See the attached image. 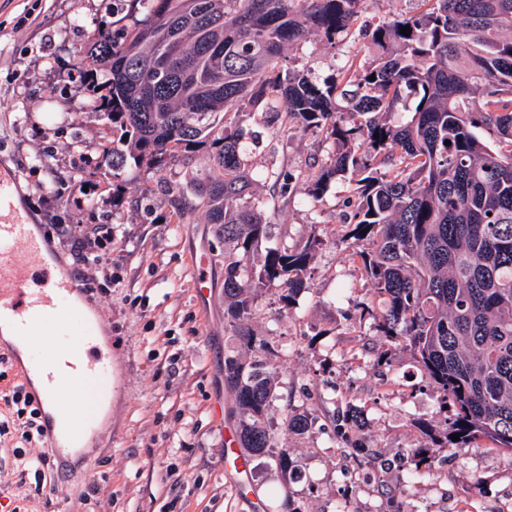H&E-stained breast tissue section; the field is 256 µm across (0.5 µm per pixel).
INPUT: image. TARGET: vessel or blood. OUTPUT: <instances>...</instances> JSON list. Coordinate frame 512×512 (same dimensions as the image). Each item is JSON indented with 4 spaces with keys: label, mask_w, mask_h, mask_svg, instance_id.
I'll list each match as a JSON object with an SVG mask.
<instances>
[{
    "label": "vessel or blood",
    "mask_w": 512,
    "mask_h": 512,
    "mask_svg": "<svg viewBox=\"0 0 512 512\" xmlns=\"http://www.w3.org/2000/svg\"><path fill=\"white\" fill-rule=\"evenodd\" d=\"M83 282L75 270L53 267L47 260L44 241L35 233L29 213L20 205L18 182L0 169V330L19 339L27 359L17 362L18 380L32 386L33 396L50 405L62 422L49 435L52 448L83 447L95 431L93 414L64 405L63 397L78 398L90 386L112 385V355L102 346L95 319L76 301ZM66 340L65 356L47 350L42 337ZM213 415L223 422L222 453L229 484L244 489L249 476V457L238 445L235 426L226 422L224 404L214 400Z\"/></svg>",
    "instance_id": "obj_1"
}]
</instances>
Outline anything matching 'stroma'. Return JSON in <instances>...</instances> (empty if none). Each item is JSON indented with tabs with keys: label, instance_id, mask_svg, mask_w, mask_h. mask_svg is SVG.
<instances>
[{
	"label": "stroma",
	"instance_id": "stroma-1",
	"mask_svg": "<svg viewBox=\"0 0 512 512\" xmlns=\"http://www.w3.org/2000/svg\"><path fill=\"white\" fill-rule=\"evenodd\" d=\"M120 0H0V158L25 192L24 204L54 253L79 261L65 224L79 234L112 227L107 263L84 268L81 302L103 323L112 347L114 381L107 414L97 417L84 458L69 462L65 481L18 466L21 429L0 436V512H249L224 479L214 398L226 415L234 397L224 386V358L247 349L224 331V244L200 210L174 214L161 182L188 183L208 166L168 163L153 172L127 166L113 177L106 159L112 127L77 90L95 27L114 21ZM351 29L336 45L314 34L286 50V66L321 80L347 51L366 50ZM260 142L244 144L256 195L267 202L266 246L293 244L316 233L326 240L310 263L309 290L289 311L274 292L259 301L253 328L274 350L276 393L265 425L276 447L291 451L296 476L282 477L257 458L250 488L276 498L277 512H506L512 506V460L486 440L457 451L443 442L444 395L423 382L409 352L384 346L366 308L376 301L353 246L345 239L353 186L333 183L309 204L304 174L335 149L322 133L291 130L272 138L260 114L243 116ZM296 174L288 201L272 200L270 175ZM121 188L123 201L113 205ZM208 256L212 295L199 303L195 261ZM386 352V364L374 361ZM322 398L327 410L363 412L355 436L373 458L356 464L325 419L305 433L287 431L284 403L302 408ZM428 447L429 477L410 483L407 448Z\"/></svg>",
	"mask_w": 512,
	"mask_h": 512
}]
</instances>
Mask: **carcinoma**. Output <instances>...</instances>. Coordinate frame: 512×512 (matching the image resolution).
I'll return each mask as SVG.
<instances>
[{
    "instance_id": "obj_1",
    "label": "carcinoma",
    "mask_w": 512,
    "mask_h": 512,
    "mask_svg": "<svg viewBox=\"0 0 512 512\" xmlns=\"http://www.w3.org/2000/svg\"><path fill=\"white\" fill-rule=\"evenodd\" d=\"M132 25L94 30L90 65L98 80L79 87L112 123V171L128 164L160 170L172 160L209 168L191 195L165 187L179 209L203 211L224 241V324L248 348L269 351L252 320L263 293L288 310L309 288L306 275L324 245L310 235L267 247L265 204L242 159L249 134L237 117L259 112L274 134L317 129L335 145L307 175L309 202L331 181L355 184L347 239L370 279L375 329L409 351L425 380L452 406L443 435L460 450L488 440L512 457V0H421L416 15L366 31L374 58L353 54L339 76L315 83L285 50L314 33L328 44L359 20L364 0H131ZM410 27L406 36L400 27ZM376 80H370V76ZM414 100L410 119L386 116ZM492 130L486 142L479 130ZM451 145H445V142ZM295 176L278 173L273 196L288 199ZM273 364L224 358L242 447L283 475L291 453L277 448L265 419L277 399ZM319 407L283 406L291 432L309 430ZM360 462L366 444L349 406L330 417ZM459 434L454 441L450 435ZM426 448H411L412 474L428 475Z\"/></svg>"
}]
</instances>
